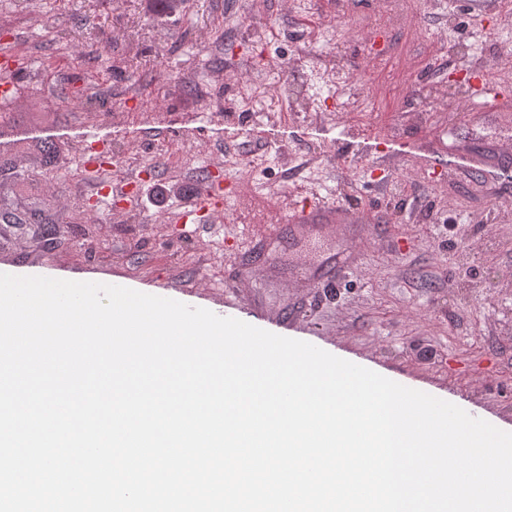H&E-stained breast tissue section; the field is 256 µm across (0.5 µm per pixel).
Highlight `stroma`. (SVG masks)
<instances>
[{
	"mask_svg": "<svg viewBox=\"0 0 512 512\" xmlns=\"http://www.w3.org/2000/svg\"><path fill=\"white\" fill-rule=\"evenodd\" d=\"M499 2L0 0V80L15 86L0 98V268L218 293L249 262L242 244L274 228L240 320L512 426V151L498 148L512 137V17ZM458 44L479 48L504 104L473 103ZM327 72L375 111H340ZM93 136L112 161L88 169ZM215 169L234 183L228 214L182 223ZM142 171L128 203L89 208L96 186ZM322 198L384 221L354 241L336 288L311 294L300 271L320 256L288 215Z\"/></svg>",
	"mask_w": 512,
	"mask_h": 512,
	"instance_id": "obj_1",
	"label": "stroma"
}]
</instances>
